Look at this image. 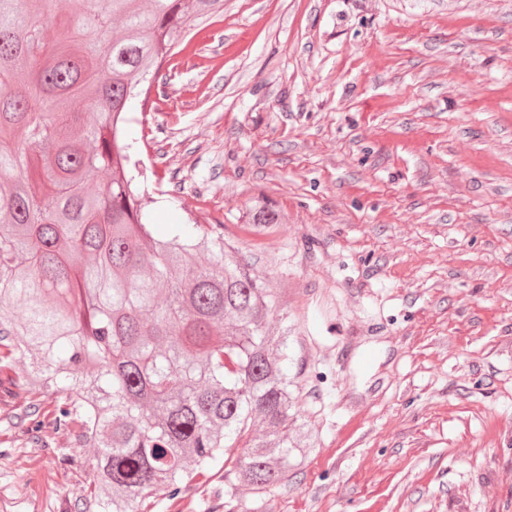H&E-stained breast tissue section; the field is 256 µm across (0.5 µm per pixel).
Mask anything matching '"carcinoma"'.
Masks as SVG:
<instances>
[{"label": "carcinoma", "mask_w": 512, "mask_h": 512, "mask_svg": "<svg viewBox=\"0 0 512 512\" xmlns=\"http://www.w3.org/2000/svg\"><path fill=\"white\" fill-rule=\"evenodd\" d=\"M78 0L66 41L47 38L54 0H0V388L33 396L9 422L53 424L89 448L91 512H142L228 461L259 492L306 457L288 379L283 292L237 261L224 225L153 236L126 113L195 20L224 0ZM89 99L86 115L68 110ZM108 173L99 191L86 185ZM253 226L278 227L259 210Z\"/></svg>", "instance_id": "obj_1"}]
</instances>
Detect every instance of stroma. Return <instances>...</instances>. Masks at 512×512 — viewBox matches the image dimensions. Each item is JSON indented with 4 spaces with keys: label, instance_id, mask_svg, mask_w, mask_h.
<instances>
[{
    "label": "stroma",
    "instance_id": "1",
    "mask_svg": "<svg viewBox=\"0 0 512 512\" xmlns=\"http://www.w3.org/2000/svg\"><path fill=\"white\" fill-rule=\"evenodd\" d=\"M156 81L127 128L156 233L223 225L288 297L311 451L239 512H512V0H224ZM56 404L0 421V512H84ZM225 489L217 467L147 512Z\"/></svg>",
    "mask_w": 512,
    "mask_h": 512
}]
</instances>
